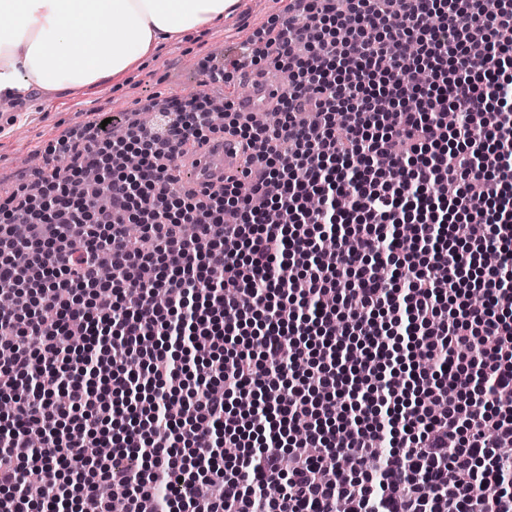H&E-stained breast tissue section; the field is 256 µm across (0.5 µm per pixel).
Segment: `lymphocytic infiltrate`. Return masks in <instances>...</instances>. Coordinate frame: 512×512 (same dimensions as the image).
I'll return each mask as SVG.
<instances>
[{"label":"lymphocytic infiltrate","mask_w":512,"mask_h":512,"mask_svg":"<svg viewBox=\"0 0 512 512\" xmlns=\"http://www.w3.org/2000/svg\"><path fill=\"white\" fill-rule=\"evenodd\" d=\"M237 63L276 124L174 99L0 201V512H512V0H289ZM221 131L244 179L178 190Z\"/></svg>","instance_id":"lymphocytic-infiltrate-1"}]
</instances>
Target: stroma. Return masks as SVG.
<instances>
[{
    "label": "stroma",
    "instance_id": "stroma-1",
    "mask_svg": "<svg viewBox=\"0 0 512 512\" xmlns=\"http://www.w3.org/2000/svg\"><path fill=\"white\" fill-rule=\"evenodd\" d=\"M288 0H241L235 13L203 33L173 41L123 81L103 80L74 88L51 100L34 99L24 109L0 119V197L12 193L20 175L31 173V161L49 142L71 129L96 122L104 113L129 112L151 99L194 96L206 90L224 100L243 97L240 72L214 81L202 69L206 60H232L238 47L285 14Z\"/></svg>",
    "mask_w": 512,
    "mask_h": 512
}]
</instances>
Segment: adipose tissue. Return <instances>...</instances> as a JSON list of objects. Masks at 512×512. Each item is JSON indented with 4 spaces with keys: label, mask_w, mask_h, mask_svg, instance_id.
Segmentation results:
<instances>
[{
    "label": "adipose tissue",
    "mask_w": 512,
    "mask_h": 512,
    "mask_svg": "<svg viewBox=\"0 0 512 512\" xmlns=\"http://www.w3.org/2000/svg\"><path fill=\"white\" fill-rule=\"evenodd\" d=\"M239 0H0V103L121 80L165 43L198 34ZM84 36L73 48L75 36Z\"/></svg>",
    "instance_id": "ef3b65f1"
}]
</instances>
